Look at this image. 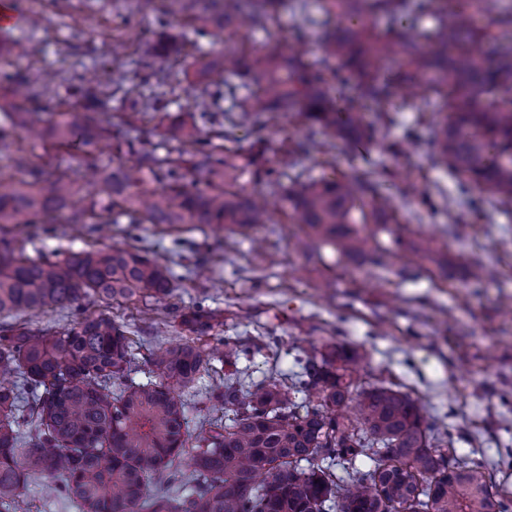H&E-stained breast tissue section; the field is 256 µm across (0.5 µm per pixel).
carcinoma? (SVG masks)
Segmentation results:
<instances>
[{
	"instance_id": "1",
	"label": "carcinoma",
	"mask_w": 512,
	"mask_h": 512,
	"mask_svg": "<svg viewBox=\"0 0 512 512\" xmlns=\"http://www.w3.org/2000/svg\"><path fill=\"white\" fill-rule=\"evenodd\" d=\"M166 15L199 9L202 26L221 33L242 23L266 28L282 11L309 39L321 16L338 24L318 39L313 65L303 52L227 51L188 66L205 82L191 110L218 125L216 144L182 122L161 143L112 123L113 100L135 99L143 112H164L155 89L179 85L157 68L158 43L135 60L144 82L126 85L123 45H112V94L74 102L49 114L30 77L12 75L0 103V148L24 129L60 158L90 147L112 126L110 166L78 176L34 166L27 179L0 177V225L205 224L213 230L275 223L257 193L283 202L282 214L342 259L384 265L383 251L356 224H386L396 209L384 184L367 170L312 178L304 165L326 134L348 145L371 141L378 127L402 123L393 104L419 87L445 97L437 150L429 156L463 190L487 195L492 209L512 205V4L505 0H168ZM490 15L482 27L478 17ZM385 19L380 29L376 19ZM377 106V121L360 105ZM271 112L303 117L306 134L270 157L266 142L239 146L245 122L262 128ZM132 157V164L122 157ZM204 175V186L187 176ZM259 192L239 186L244 175ZM82 194V206L72 208ZM174 270L139 248L85 249L63 257H30L0 229V316L96 301L161 300ZM218 323L198 306L180 314L184 343L150 351L155 379L138 383L127 329L101 313H85L52 332L0 326V508L9 510L28 483L41 479L77 502L78 512H512V496L491 491L483 461L454 464L431 445L423 407L383 385L361 388L359 351L346 344L312 348L291 386L277 378L250 382L228 374L206 389L207 410L224 412L191 427L185 395L211 368L203 337ZM224 364L251 354L249 339L226 336Z\"/></svg>"
}]
</instances>
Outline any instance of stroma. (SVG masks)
I'll return each instance as SVG.
<instances>
[{"label": "stroma", "mask_w": 512, "mask_h": 512, "mask_svg": "<svg viewBox=\"0 0 512 512\" xmlns=\"http://www.w3.org/2000/svg\"><path fill=\"white\" fill-rule=\"evenodd\" d=\"M26 15H39L42 26L10 29L23 41L37 35L42 52L34 58L0 53V75L27 73L42 92L45 111L57 112L72 89L70 73L77 61L99 63V84L84 96L100 94L112 82V45L126 42L129 51L166 41L165 69L178 68L186 53L198 47L212 55L224 49L288 52L297 44L296 25L286 13L267 28L244 27L230 36H207L189 45L184 17H170L166 27L155 21L162 0L153 10L132 8V0H21ZM442 101L431 97L426 115L408 107L407 126L380 129L368 148L340 145L336 166L320 151L305 162L313 177L338 170L357 174L367 159L383 162L396 172L386 188L398 198V224L378 232L390 250L385 265H356L337 261L330 249L308 243L296 224H268L259 230L210 231L197 224H112L89 232L78 224H21L12 232L27 255L54 257L90 247L134 246L147 249L160 263L172 265L180 281L167 303L184 311L203 305L217 314L211 343L226 336L259 337L275 332L278 348L262 350L240 361L238 370L251 381L293 377L300 370L298 347L325 341L358 348L362 360L358 383L368 387L382 381L398 384L422 404L434 431L451 432L460 453L483 459L493 469L492 488L512 492V471L497 470V462L512 454V315L502 308L512 300V207L491 210L485 197H463L446 171L431 167L435 123ZM305 128L290 114L279 115L261 133L240 131L242 147L262 136L279 153L288 140L303 137ZM413 136L416 149L407 156L393 153L394 143ZM5 153V179L18 181L25 172L13 159L24 156L30 165L54 168V152L15 135ZM426 191L430 205L398 197L403 177ZM470 209L467 223L452 224L449 210L459 199ZM430 241V252L419 249ZM481 261L494 278L465 285L472 261ZM116 321L141 331L148 347L167 348L183 342L179 328L161 325L162 311L154 300L107 306ZM16 512H78L64 493L49 491L43 482L29 484Z\"/></svg>", "instance_id": "stroma-1"}]
</instances>
